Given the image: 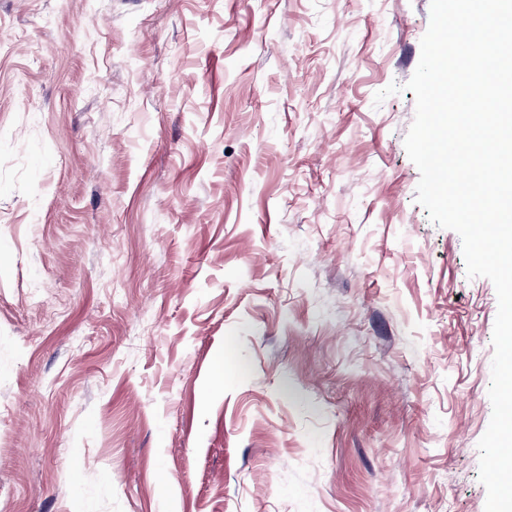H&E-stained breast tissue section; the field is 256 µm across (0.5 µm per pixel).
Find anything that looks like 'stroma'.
I'll return each instance as SVG.
<instances>
[{"mask_svg": "<svg viewBox=\"0 0 512 512\" xmlns=\"http://www.w3.org/2000/svg\"><path fill=\"white\" fill-rule=\"evenodd\" d=\"M430 4L0 0V512H485Z\"/></svg>", "mask_w": 512, "mask_h": 512, "instance_id": "obj_1", "label": "stroma"}]
</instances>
